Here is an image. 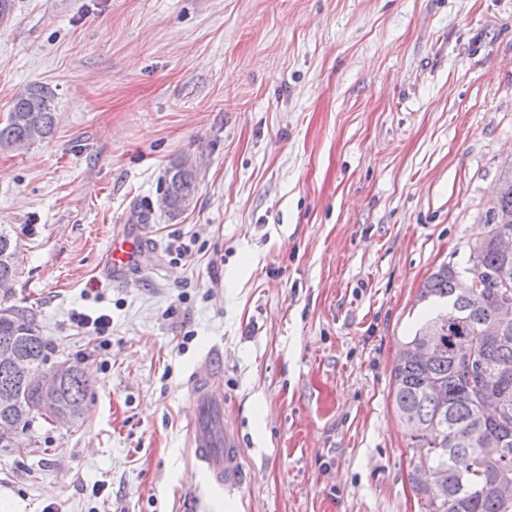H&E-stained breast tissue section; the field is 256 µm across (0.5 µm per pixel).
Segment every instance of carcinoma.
I'll use <instances>...</instances> for the list:
<instances>
[{"instance_id":"1","label":"carcinoma","mask_w":512,"mask_h":512,"mask_svg":"<svg viewBox=\"0 0 512 512\" xmlns=\"http://www.w3.org/2000/svg\"><path fill=\"white\" fill-rule=\"evenodd\" d=\"M55 125L53 91L30 85L15 96L0 123V151L40 143ZM190 162L182 157L165 172L160 203L170 216L194 203L197 171ZM500 212L512 213V181L502 184L487 212L488 233H494ZM18 247L12 225L0 224V343L18 345L26 365L22 375L0 369V393L8 387L14 394L11 404L0 401V420L26 432L38 419L55 421L44 416L46 409L66 421L80 419L89 376L71 367L47 392L35 382L45 371L46 341L30 310L11 303ZM504 270L512 272V254L500 253L489 237L469 247L465 273L477 277L478 287H466L454 266L441 265L426 280L420 300L443 301L447 307L404 343L393 368L392 398L399 419L416 447L426 449L410 480L428 512H512V498L501 493L503 479L512 480V320L499 318ZM492 322L501 335H482V325ZM430 336L440 337L437 351L421 359L417 351ZM427 469L442 472V485L424 482Z\"/></svg>"}]
</instances>
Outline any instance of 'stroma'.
Returning a JSON list of instances; mask_svg holds the SVG:
<instances>
[{
    "instance_id": "stroma-1",
    "label": "stroma",
    "mask_w": 512,
    "mask_h": 512,
    "mask_svg": "<svg viewBox=\"0 0 512 512\" xmlns=\"http://www.w3.org/2000/svg\"><path fill=\"white\" fill-rule=\"evenodd\" d=\"M35 83L53 136L0 152L12 302L47 367L90 381L79 420L0 448V512H427L391 372L512 178V0H15L0 122ZM185 155L198 192L171 217ZM116 233L145 259L114 282ZM77 312L111 317L108 346ZM216 348L235 494L190 444ZM196 164L189 157L179 158L166 170L163 179L160 203L162 209L170 216H177L187 211L194 203L197 192Z\"/></svg>"
}]
</instances>
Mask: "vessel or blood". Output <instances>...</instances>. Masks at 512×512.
Here are the masks:
<instances>
[{"label": "vessel or blood", "instance_id": "obj_1", "mask_svg": "<svg viewBox=\"0 0 512 512\" xmlns=\"http://www.w3.org/2000/svg\"><path fill=\"white\" fill-rule=\"evenodd\" d=\"M144 244L123 236H113L106 255L111 275L139 265ZM224 358L208 355L189 380L193 406L190 443L194 450L196 469L205 480L219 490L242 488L243 467L238 434L224 423Z\"/></svg>", "mask_w": 512, "mask_h": 512}]
</instances>
